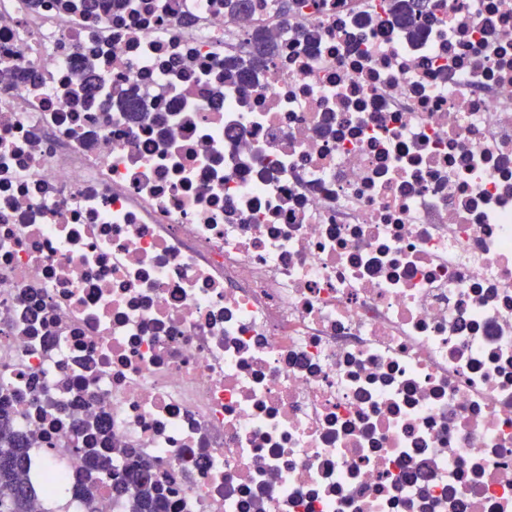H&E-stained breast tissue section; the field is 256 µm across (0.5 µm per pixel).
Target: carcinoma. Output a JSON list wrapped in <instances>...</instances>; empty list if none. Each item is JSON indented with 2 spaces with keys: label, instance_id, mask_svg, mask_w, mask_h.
I'll list each match as a JSON object with an SVG mask.
<instances>
[{
  "label": "carcinoma",
  "instance_id": "cac0c4a2",
  "mask_svg": "<svg viewBox=\"0 0 512 512\" xmlns=\"http://www.w3.org/2000/svg\"><path fill=\"white\" fill-rule=\"evenodd\" d=\"M422 9L419 4H410L408 10L394 15L397 25L407 30L410 37L418 34L410 21L411 11ZM250 40L256 44L255 52L247 60L228 58L224 61V82L246 89L257 70L263 69L273 55L275 44L264 33L256 32ZM123 106L135 119L144 118L149 112L147 99L138 94L125 98ZM14 408L8 397L0 396V487L12 490V496L0 499V512H32V499L35 492L23 478L26 466V453L30 440L14 426ZM136 487L135 497L126 504L127 512H160L164 496L158 480L150 470L134 464L126 470L112 472V488L117 495L125 494L128 486Z\"/></svg>",
  "mask_w": 512,
  "mask_h": 512
}]
</instances>
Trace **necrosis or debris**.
<instances>
[{"mask_svg":"<svg viewBox=\"0 0 512 512\" xmlns=\"http://www.w3.org/2000/svg\"><path fill=\"white\" fill-rule=\"evenodd\" d=\"M81 2L0 0V394L37 512H125L132 459L164 512H512V0L416 39L404 0ZM250 40L256 44V50L248 60L228 58L224 61V81L243 90L250 85L257 70L268 65L275 49L273 41L262 32L252 34Z\"/></svg>","mask_w":512,"mask_h":512,"instance_id":"obj_1","label":"necrosis or debris"}]
</instances>
